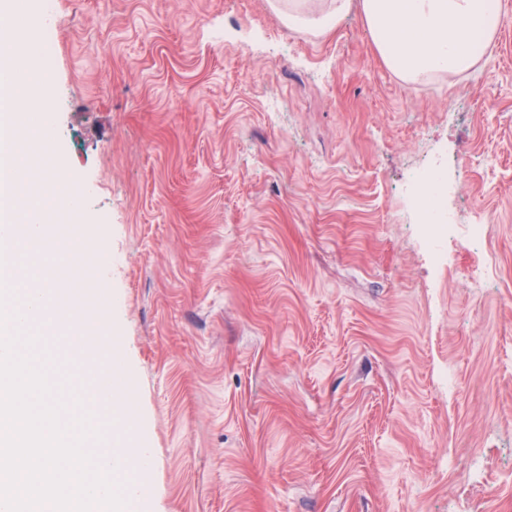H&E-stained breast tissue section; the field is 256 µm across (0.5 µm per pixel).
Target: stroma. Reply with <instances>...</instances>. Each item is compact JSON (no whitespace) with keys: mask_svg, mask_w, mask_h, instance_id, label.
<instances>
[{"mask_svg":"<svg viewBox=\"0 0 512 512\" xmlns=\"http://www.w3.org/2000/svg\"><path fill=\"white\" fill-rule=\"evenodd\" d=\"M51 1L50 149L83 263L112 255L152 512H512V0L473 69L415 81L355 12ZM432 156L486 240L428 248ZM288 2V1H284ZM304 0H290L288 2V25L295 28H314L321 32L331 29L345 18L352 9V0H326L319 13L310 11Z\"/></svg>","mask_w":512,"mask_h":512,"instance_id":"1","label":"stroma"}]
</instances>
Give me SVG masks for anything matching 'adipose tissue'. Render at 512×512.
I'll return each mask as SVG.
<instances>
[{
  "mask_svg": "<svg viewBox=\"0 0 512 512\" xmlns=\"http://www.w3.org/2000/svg\"><path fill=\"white\" fill-rule=\"evenodd\" d=\"M353 10L384 63L408 80L470 70L502 22L498 0H325L317 13L289 0L288 23L325 32Z\"/></svg>",
  "mask_w": 512,
  "mask_h": 512,
  "instance_id": "obj_1",
  "label": "adipose tissue"
}]
</instances>
